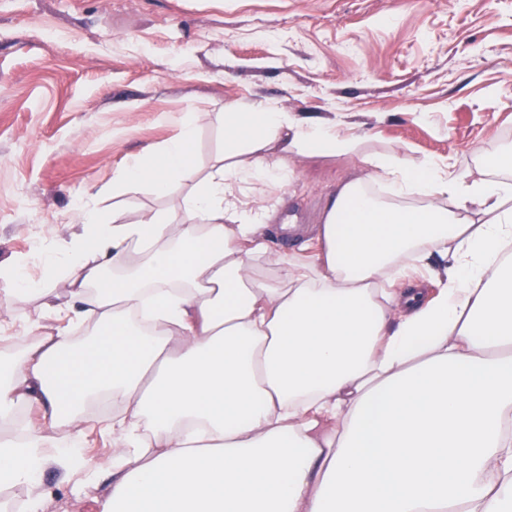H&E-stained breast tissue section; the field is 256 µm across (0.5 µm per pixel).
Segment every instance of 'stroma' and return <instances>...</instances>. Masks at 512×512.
Instances as JSON below:
<instances>
[{
    "instance_id": "obj_1",
    "label": "stroma",
    "mask_w": 512,
    "mask_h": 512,
    "mask_svg": "<svg viewBox=\"0 0 512 512\" xmlns=\"http://www.w3.org/2000/svg\"><path fill=\"white\" fill-rule=\"evenodd\" d=\"M259 97L286 112H345L367 153L411 146L457 170L512 144V0H0V263L46 277L44 241L68 240L83 200L159 206L113 191L126 161L177 137L192 112L197 163L224 151L218 114ZM353 161L299 158L262 187L278 210L271 257L309 258L311 229ZM41 301L0 312V354L37 337ZM82 469L48 449L44 512H102L112 415L88 411Z\"/></svg>"
}]
</instances>
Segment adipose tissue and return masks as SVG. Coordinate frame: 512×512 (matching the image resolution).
Wrapping results in <instances>:
<instances>
[{
	"mask_svg": "<svg viewBox=\"0 0 512 512\" xmlns=\"http://www.w3.org/2000/svg\"><path fill=\"white\" fill-rule=\"evenodd\" d=\"M182 133L114 178L124 193L180 204L83 207L79 233L49 251L69 267L12 280L5 304L44 299L38 340L0 357V423L37 407L72 431L104 398L112 486L103 512H512V145L466 171L412 148L365 154L347 115L305 119L264 100L224 107V155L195 158ZM348 157L315 227L312 261L261 263L277 209L236 189L284 183L295 158ZM389 184L391 199L370 189ZM443 262L435 292L405 282L409 260ZM94 321L91 363H75L73 303ZM46 431L0 440V486L30 490Z\"/></svg>",
	"mask_w": 512,
	"mask_h": 512,
	"instance_id": "1",
	"label": "adipose tissue"
}]
</instances>
